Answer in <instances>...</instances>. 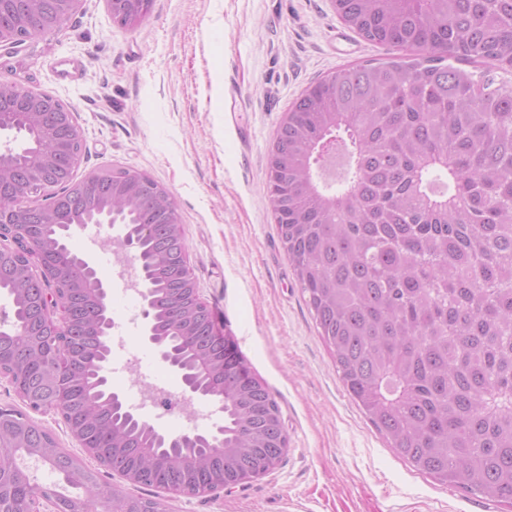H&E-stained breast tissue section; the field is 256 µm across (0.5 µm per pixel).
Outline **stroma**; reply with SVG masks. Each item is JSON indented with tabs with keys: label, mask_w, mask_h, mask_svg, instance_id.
Masks as SVG:
<instances>
[{
	"label": "stroma",
	"mask_w": 512,
	"mask_h": 512,
	"mask_svg": "<svg viewBox=\"0 0 512 512\" xmlns=\"http://www.w3.org/2000/svg\"><path fill=\"white\" fill-rule=\"evenodd\" d=\"M396 54L343 25L331 0H154L133 31L113 24L104 0H85L16 58L32 88L74 109L80 171L122 167L168 187L200 297L279 404L289 445L275 470L243 488L169 499L168 512H511L420 473L363 416L319 334L267 194L268 150L292 102L340 66ZM119 233L91 225L71 239L106 283L112 254L86 243ZM108 305L128 325L126 353L180 389L142 339L141 299L112 291Z\"/></svg>",
	"instance_id": "stroma-1"
}]
</instances>
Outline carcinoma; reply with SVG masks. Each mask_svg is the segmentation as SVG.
I'll list each match as a JSON object with an SVG mask.
<instances>
[{
	"mask_svg": "<svg viewBox=\"0 0 512 512\" xmlns=\"http://www.w3.org/2000/svg\"><path fill=\"white\" fill-rule=\"evenodd\" d=\"M336 14L365 40L419 58L350 64L311 83L288 108L279 179L267 184L278 229L293 235L290 260L308 296L336 372L375 429L413 467L441 484L512 509V199L493 189L512 181V0H336ZM483 68L480 77L456 63ZM137 260L152 289L159 327L183 369L203 384L217 370L211 347L223 338L211 315L170 293L167 228L138 223ZM70 249L64 226L42 229ZM11 298L0 341L17 360L6 372L32 380L64 375V415L89 448L128 468L112 442L134 443L144 462L163 457L162 478L142 483L171 497L225 479L278 455L280 407L243 356L224 371V450L186 443L184 452L127 417L108 398L101 363L110 347L105 316L70 327L56 358L16 335L28 317V289ZM88 291L63 295L75 316ZM7 441L0 483L33 496L43 488L14 479L17 458H65L60 481L80 491L58 497L63 512L128 508L157 512L160 499L126 494L74 464L50 432L18 409L0 410Z\"/></svg>",
	"mask_w": 512,
	"mask_h": 512,
	"instance_id": "obj_1",
	"label": "carcinoma"
}]
</instances>
